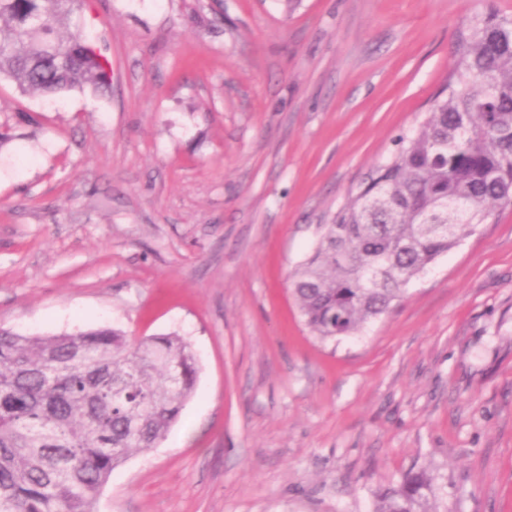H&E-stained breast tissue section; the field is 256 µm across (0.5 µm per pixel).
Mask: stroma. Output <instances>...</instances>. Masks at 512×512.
Here are the masks:
<instances>
[{
    "instance_id": "1",
    "label": "stroma",
    "mask_w": 512,
    "mask_h": 512,
    "mask_svg": "<svg viewBox=\"0 0 512 512\" xmlns=\"http://www.w3.org/2000/svg\"><path fill=\"white\" fill-rule=\"evenodd\" d=\"M512 0H88L112 86L0 82V328L176 332L197 393L94 512H512V209L356 336L290 274L424 119L478 16ZM429 489L424 472H411L399 487L382 495L375 512H431L424 508Z\"/></svg>"
}]
</instances>
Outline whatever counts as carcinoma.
<instances>
[{"instance_id": "obj_1", "label": "carcinoma", "mask_w": 512, "mask_h": 512, "mask_svg": "<svg viewBox=\"0 0 512 512\" xmlns=\"http://www.w3.org/2000/svg\"><path fill=\"white\" fill-rule=\"evenodd\" d=\"M85 0H0V80L22 95L105 91L109 59L78 22ZM512 208V20L474 19L413 134L337 213L291 275L306 326L355 336L478 224ZM200 364L170 333L0 328V512H92L112 471L164 439ZM409 473L376 512H427Z\"/></svg>"}]
</instances>
